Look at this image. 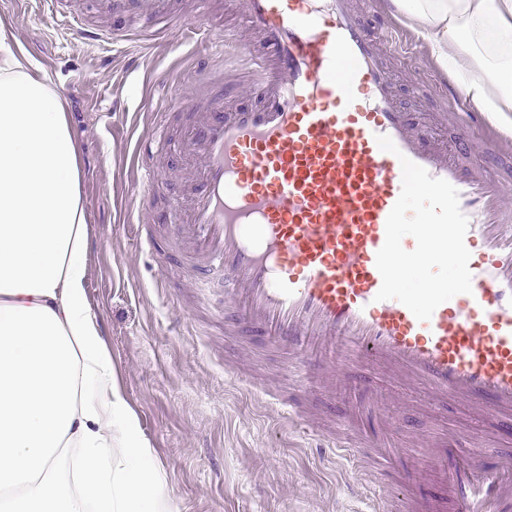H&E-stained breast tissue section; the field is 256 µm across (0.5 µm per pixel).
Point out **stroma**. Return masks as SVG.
<instances>
[{
	"mask_svg": "<svg viewBox=\"0 0 512 512\" xmlns=\"http://www.w3.org/2000/svg\"><path fill=\"white\" fill-rule=\"evenodd\" d=\"M175 8L180 23L142 44L77 36L40 0H0V26L46 69L76 138L92 227L91 296L117 382L178 512H374L394 489L370 455L347 465L324 460L310 445L311 433L326 435L351 421L354 387L364 382L376 390L371 407L392 446L409 449L425 492L441 487L430 464L450 438L476 440L475 453L487 463L512 452V436L500 431L490 410L437 397L425 383L351 358L322 373L307 423L284 417L267 392L285 385L286 359L255 337L225 335L218 296L197 298L174 268L149 264L141 231L163 243L169 225L187 222L199 171L197 160L177 150L199 113L168 119L158 145L153 114L167 111L176 95L205 101L219 80L225 109L260 101L246 55L263 53V40L241 21L234 0H211L209 11L233 27L241 55L192 27L194 0H176ZM401 47L403 59L390 72L413 130L450 151L467 138L468 168L512 179V143L487 155L484 140L493 128H465L448 108L453 77L430 60L411 30H404ZM140 141L151 145L148 163L167 174L151 197L127 179ZM349 482L361 486L360 495L347 494Z\"/></svg>",
	"mask_w": 512,
	"mask_h": 512,
	"instance_id": "1",
	"label": "stroma"
}]
</instances>
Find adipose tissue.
Segmentation results:
<instances>
[{
	"instance_id": "ef3b65f1",
	"label": "adipose tissue",
	"mask_w": 512,
	"mask_h": 512,
	"mask_svg": "<svg viewBox=\"0 0 512 512\" xmlns=\"http://www.w3.org/2000/svg\"><path fill=\"white\" fill-rule=\"evenodd\" d=\"M512 135V0H384ZM0 38V512H177L89 292L82 168L47 75Z\"/></svg>"
}]
</instances>
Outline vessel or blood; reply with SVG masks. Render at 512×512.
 <instances>
[{
  "instance_id": "obj_1",
  "label": "vessel or blood",
  "mask_w": 512,
  "mask_h": 512,
  "mask_svg": "<svg viewBox=\"0 0 512 512\" xmlns=\"http://www.w3.org/2000/svg\"><path fill=\"white\" fill-rule=\"evenodd\" d=\"M258 29L255 58L262 105L228 112L224 90L209 117L188 126L184 152L201 156L200 191L188 224L172 233L180 274L198 292L224 283L233 314L226 330L260 337L288 355L291 385L276 393L282 414L302 416L313 371L336 346L386 363L453 395L489 406L512 431V181L488 178L448 159L413 132L395 95L383 48L393 20L376 19L374 0H239ZM112 37L137 41L173 17L172 0H100ZM389 136L397 153L382 151ZM451 183L469 221L472 291L418 320L396 300H377L376 254L402 189L401 158ZM192 248L181 251V239ZM402 512H512V456L483 464L471 443L449 442L434 467L447 499L425 496L405 450L378 452Z\"/></svg>"
}]
</instances>
